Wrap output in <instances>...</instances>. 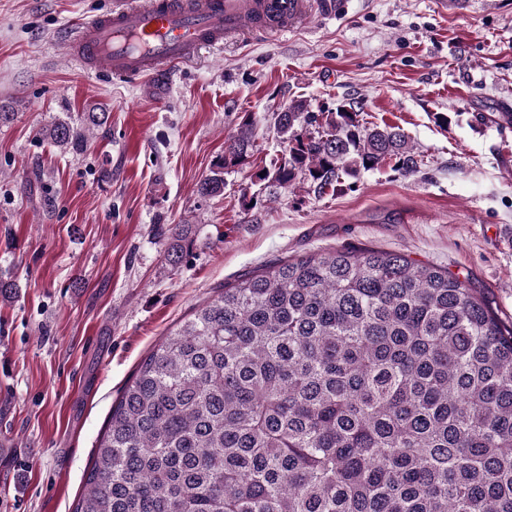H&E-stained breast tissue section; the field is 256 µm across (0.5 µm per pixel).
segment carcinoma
Here are the masks:
<instances>
[{
	"label": "carcinoma",
	"mask_w": 512,
	"mask_h": 512,
	"mask_svg": "<svg viewBox=\"0 0 512 512\" xmlns=\"http://www.w3.org/2000/svg\"><path fill=\"white\" fill-rule=\"evenodd\" d=\"M341 104L288 105L255 174L343 187L408 137ZM108 113L39 130L78 154ZM255 147L242 123L197 185ZM181 264L188 231L168 229ZM74 512H512V329L467 281L401 253L335 250L225 287L138 367Z\"/></svg>",
	"instance_id": "obj_1"
}]
</instances>
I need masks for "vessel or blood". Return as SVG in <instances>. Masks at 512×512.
Segmentation results:
<instances>
[{"instance_id":"b4317fda","label":"vessel or blood","mask_w":512,"mask_h":512,"mask_svg":"<svg viewBox=\"0 0 512 512\" xmlns=\"http://www.w3.org/2000/svg\"><path fill=\"white\" fill-rule=\"evenodd\" d=\"M316 0H127L77 22L66 40L86 68L139 81L191 61L225 38L251 40L286 32Z\"/></svg>"}]
</instances>
